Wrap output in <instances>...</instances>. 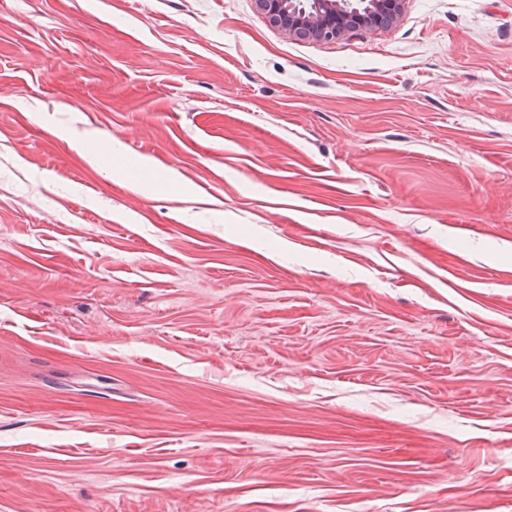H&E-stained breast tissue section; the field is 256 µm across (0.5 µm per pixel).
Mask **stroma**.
I'll return each mask as SVG.
<instances>
[{"label":"stroma","instance_id":"35a3bbf8","mask_svg":"<svg viewBox=\"0 0 512 512\" xmlns=\"http://www.w3.org/2000/svg\"><path fill=\"white\" fill-rule=\"evenodd\" d=\"M0 512H512V0H0ZM267 21L288 38L336 40L361 29L396 25L406 0H255Z\"/></svg>","mask_w":512,"mask_h":512}]
</instances>
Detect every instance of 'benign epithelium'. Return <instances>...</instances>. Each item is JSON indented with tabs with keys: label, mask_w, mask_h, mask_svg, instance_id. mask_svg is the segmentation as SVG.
<instances>
[{
	"label": "benign epithelium",
	"mask_w": 512,
	"mask_h": 512,
	"mask_svg": "<svg viewBox=\"0 0 512 512\" xmlns=\"http://www.w3.org/2000/svg\"><path fill=\"white\" fill-rule=\"evenodd\" d=\"M257 9L284 35L297 39L336 40L354 31L390 27L403 14L406 0H255Z\"/></svg>",
	"instance_id": "7a95c632"
}]
</instances>
